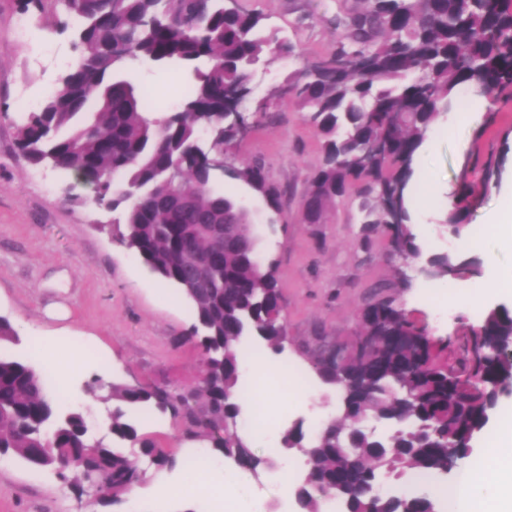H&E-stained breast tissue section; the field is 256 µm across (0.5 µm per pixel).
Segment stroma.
<instances>
[{
    "mask_svg": "<svg viewBox=\"0 0 512 512\" xmlns=\"http://www.w3.org/2000/svg\"><path fill=\"white\" fill-rule=\"evenodd\" d=\"M234 7L264 15L268 29L294 46L292 57L266 56L253 71L246 102L254 117L247 133L224 152V164L264 163L272 183L282 191L278 209H271L231 175L215 185L237 198L249 211L262 263H274L282 292L281 317L287 338L278 368L290 365L311 381V388L289 398V386L277 370L265 384L269 397L280 399L270 420L272 439L254 435L257 454L268 455L281 443L280 424L303 422L306 432L333 420L340 396L319 383L311 360L331 345L352 342L357 312L376 293L395 297L417 326L437 339L449 340L442 353L455 361L457 339L478 325L494 303L452 302L438 316L436 301L426 300L429 279L419 263L397 253L389 236L370 248L358 244V207L337 200L321 224L302 221L309 178L321 159L320 142L304 113L298 112L283 87L289 74L327 58L343 33L337 19L358 9L357 0H233ZM20 0H0V316L18 331L20 342L0 345V353L28 359L32 337L54 349L50 393L66 390L68 404L85 411L91 439L107 432L106 403L90 399L93 377L132 386L149 385L186 392L200 383L202 353L189 334L194 322L190 303L160 281L117 238L99 230L101 212L93 203L76 204L65 193L63 175L31 165L17 145L16 125L46 96L70 59V31L48 24L36 11L26 13L32 38L20 39L15 20ZM133 82L161 98L166 108L179 105L186 79L171 70L158 80L152 68L130 74ZM457 111L467 122L453 135L442 132L434 150H418L413 182L428 189L422 205L411 209L410 229L423 257L448 255L469 259L475 273L465 283L487 274L482 250L463 252L453 227L445 220L452 205L447 192H464L463 223L479 230L491 245L487 214L498 203L502 186L512 183V88L478 96L460 89ZM0 512H121L100 506L94 495L76 496L50 471L7 458L0 466Z\"/></svg>",
    "mask_w": 512,
    "mask_h": 512,
    "instance_id": "1",
    "label": "stroma"
}]
</instances>
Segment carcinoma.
<instances>
[{
	"mask_svg": "<svg viewBox=\"0 0 512 512\" xmlns=\"http://www.w3.org/2000/svg\"><path fill=\"white\" fill-rule=\"evenodd\" d=\"M71 22L70 65L37 109L17 125L23 156L34 166L70 173L91 191L97 207L120 217L100 225L159 278L176 284L194 255L219 251L209 287L188 296L203 326L200 346L208 355V379L192 398L170 404L157 389L105 384L101 389L125 409L112 413V442L91 444L82 411L73 409L53 430L58 408L46 390L47 375L29 364L0 356V454L55 471L77 493L89 479L104 505L121 501L141 478L138 461L114 447L140 444L160 467L175 457L139 435L137 420L153 407L188 421L186 439L205 438L211 450L250 471L272 466L257 456L235 429L241 401L237 391L248 331L276 352L285 338L282 293L275 267L255 263V237L246 207L213 188L204 177L205 157L194 153L198 129L219 128L224 102L250 89L253 68L266 56L292 47L262 34L263 16L226 5L225 0H22ZM344 34L333 54L288 78L299 111L321 140L303 213L325 218L338 198L359 200L361 246L386 229L401 253L419 248L407 227L393 223L389 202L409 220L404 188L418 148L459 87L479 80L492 89L512 86V0H361L343 20ZM148 64L164 76L180 69L187 77L181 112L159 111L155 99L121 76ZM382 141L378 154L364 148ZM231 175L277 208L281 191L263 164L247 163ZM226 224L247 234L217 249ZM360 332L374 340L370 357L347 362L339 371L313 367L336 386L342 414L312 446L310 478L296 491L302 512H321L323 494L340 501L342 512H437L426 493L380 497L354 489L370 487L379 474L431 473L467 458L472 440L487 426L501 393L512 388V358L481 356L485 341L512 342V311H485L472 336L473 356L455 366L441 361L437 341L411 322L392 297H379L357 315ZM395 424L387 438L362 429L367 418Z\"/></svg>",
	"mask_w": 512,
	"mask_h": 512,
	"instance_id": "carcinoma-1",
	"label": "carcinoma"
}]
</instances>
